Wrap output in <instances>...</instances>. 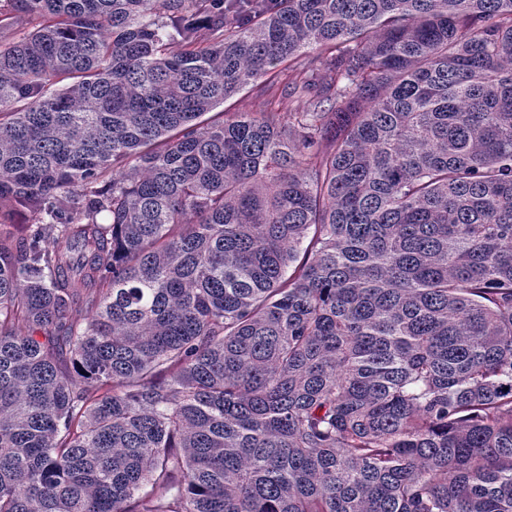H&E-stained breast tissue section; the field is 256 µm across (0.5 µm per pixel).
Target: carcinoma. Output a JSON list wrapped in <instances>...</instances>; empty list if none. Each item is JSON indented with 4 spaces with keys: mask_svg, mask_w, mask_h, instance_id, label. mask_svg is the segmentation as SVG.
Listing matches in <instances>:
<instances>
[{
    "mask_svg": "<svg viewBox=\"0 0 512 512\" xmlns=\"http://www.w3.org/2000/svg\"><path fill=\"white\" fill-rule=\"evenodd\" d=\"M0 15V512H512V0ZM310 95L299 90L293 91L291 85L284 83L258 82L248 86L224 102L202 119L223 120L224 115L217 112H280L283 121L288 120V112H302L309 106Z\"/></svg>",
    "mask_w": 512,
    "mask_h": 512,
    "instance_id": "obj_1",
    "label": "carcinoma"
}]
</instances>
